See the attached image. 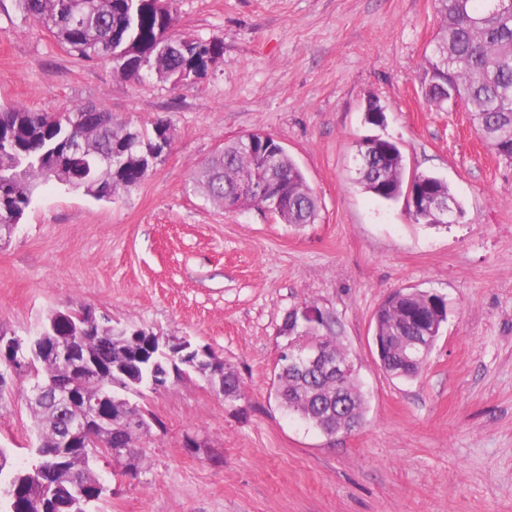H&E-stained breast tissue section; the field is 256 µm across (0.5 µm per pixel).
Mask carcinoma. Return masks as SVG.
<instances>
[{
  "label": "carcinoma",
  "mask_w": 512,
  "mask_h": 512,
  "mask_svg": "<svg viewBox=\"0 0 512 512\" xmlns=\"http://www.w3.org/2000/svg\"><path fill=\"white\" fill-rule=\"evenodd\" d=\"M24 16L50 33L69 51L88 61H110L127 81L139 82L155 73L175 81L179 74L204 76L211 51L219 39L183 40L171 34L176 23L175 0H161L146 6L137 0H96L91 13L75 10L76 0H15ZM439 31L421 80L425 100L443 110L461 101L472 106L473 119L481 138L495 146L496 154L512 164V0H435ZM152 131L128 121H116L112 114L93 106L74 105L63 112H35L21 107L0 106V190H5L11 211L23 215L35 200L36 190L56 184L67 190H83L102 199L101 187L116 190L137 188L149 175L141 156L155 149L161 129L171 127L167 119L151 123ZM384 152L369 170L358 177L361 188L375 197L396 200L406 194L404 155L399 145L382 139ZM274 142L259 133L229 142L195 173L194 183L213 204L224 206L225 198L237 186L259 185L266 178ZM129 156L119 175L97 166V158ZM280 180L288 199V210L274 215L300 226L315 222L318 200L308 187L294 160L280 158ZM421 193L451 194L448 184L428 174L417 176ZM428 307L427 297L413 298L398 290L391 294L374 316L385 336H416L419 325L413 313ZM87 307L70 308V320L53 316L44 324L55 332L61 345L77 344L74 326L86 328L83 345L102 360L103 368L86 378L80 391L90 396L106 395L112 414V432L87 433L78 448L61 447L60 437L82 407L59 406L45 394L28 403L34 419L36 441L33 462L19 467L5 448H0V503L3 512H93L92 506L106 492L94 463L112 457V449L124 454V469L137 474L142 450L138 434L147 426L145 413L122 393L136 392L151 385L152 365L168 362L167 355L153 344L142 359L132 356L130 330L121 326L100 329L83 319ZM330 356L342 355L337 321L331 320L323 334ZM63 374L57 359L36 357L27 366L20 387L56 379ZM211 389L226 399L242 396L239 376L202 373ZM277 398L287 411L299 410L311 428L331 438L336 436V394L355 396L350 420L363 422L365 397L360 380L349 378L336 383L283 364L277 373Z\"/></svg>",
  "instance_id": "carcinoma-1"
}]
</instances>
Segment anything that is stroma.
<instances>
[{
  "label": "stroma",
  "instance_id": "obj_1",
  "mask_svg": "<svg viewBox=\"0 0 512 512\" xmlns=\"http://www.w3.org/2000/svg\"><path fill=\"white\" fill-rule=\"evenodd\" d=\"M184 37L219 38L185 88L131 84L79 59L0 0V105L91 104L147 125L170 119L168 152L136 189L98 201L42 189L0 244V330L35 333L87 305L113 322L210 346L244 383L233 404L197 374L131 394L153 415L136 476L100 459L97 512H512V165L464 104L428 106L420 75L434 0H176ZM378 103L385 121L365 120ZM279 141L319 201L312 224L227 211L192 187L225 143ZM396 141L408 173L448 183L453 224L414 221L406 199L355 182L357 141ZM402 288L434 292L448 322L422 374L388 376L373 316ZM335 316L367 399L361 428L328 438L274 398L292 311ZM33 417L0 399V446L32 461Z\"/></svg>",
  "mask_w": 512,
  "mask_h": 512
}]
</instances>
